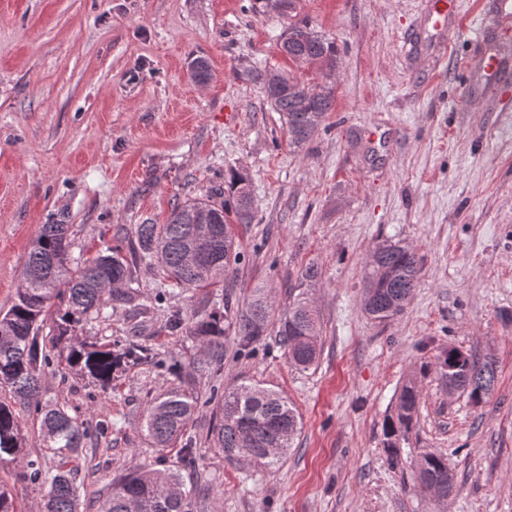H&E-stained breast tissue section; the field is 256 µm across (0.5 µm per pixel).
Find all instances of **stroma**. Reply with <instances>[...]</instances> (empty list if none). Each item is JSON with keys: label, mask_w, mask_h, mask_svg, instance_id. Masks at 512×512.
<instances>
[{"label": "stroma", "mask_w": 512, "mask_h": 512, "mask_svg": "<svg viewBox=\"0 0 512 512\" xmlns=\"http://www.w3.org/2000/svg\"><path fill=\"white\" fill-rule=\"evenodd\" d=\"M254 0H0V310H7L41 225L69 224L71 256L106 246L130 256L138 224L208 195L232 169L252 182L255 220L234 227L242 253L233 288L158 299L160 275L135 266L139 301L156 305L142 342L184 367L209 361L173 313L238 308L256 286L275 312L292 301L302 269L313 290L322 352L293 367L276 336L252 352L224 339L217 375L199 376L204 405L187 432L205 437L213 390L244 381L282 393L302 431L272 469L227 462L201 447L214 487L208 512H437L414 474L421 453L447 457L455 488L446 512H512V84L483 67L488 52L512 67V21L492 0H295L254 10ZM305 21L335 41L336 89L321 130L296 148L251 71L289 69L280 45ZM211 66L206 84L192 63ZM384 239L412 245L422 271L404 311L384 323L362 309V278ZM130 311L83 324L107 344L133 335ZM491 357L494 390L481 404L449 392L437 358L448 346ZM420 406L398 466L383 427L407 380ZM174 375L138 366L101 390L66 363L47 369L42 397L104 415L111 436L79 452L82 501L117 476L177 465L140 428L148 401ZM0 482L20 512L45 490L19 463L0 460Z\"/></svg>", "instance_id": "obj_1"}]
</instances>
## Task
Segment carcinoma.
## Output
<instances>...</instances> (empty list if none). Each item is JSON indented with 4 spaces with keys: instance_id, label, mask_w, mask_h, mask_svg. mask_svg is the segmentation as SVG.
<instances>
[{
    "instance_id": "carcinoma-1",
    "label": "carcinoma",
    "mask_w": 512,
    "mask_h": 512,
    "mask_svg": "<svg viewBox=\"0 0 512 512\" xmlns=\"http://www.w3.org/2000/svg\"><path fill=\"white\" fill-rule=\"evenodd\" d=\"M281 49L296 63L318 70L334 71L338 66L336 43L310 28L306 22L288 27ZM268 74L254 76L272 108L281 113L291 142L300 147L321 129L334 102V90L310 80L299 81L284 73L272 85ZM214 196L194 198L176 206L164 224L135 226V261L153 270L162 268L172 289L191 291L226 283L235 277L238 252L229 216L238 224L254 219L251 184L244 173L232 171L224 179V189ZM421 273L418 254L409 245L383 240L372 250L364 272L362 307L374 320L385 322L400 315ZM319 277L311 265L301 273L299 293L278 318L276 336L291 364L311 368L320 355L318 318L310 291ZM130 279L129 262L120 249L108 247L88 263L71 259L69 225L43 224L33 239L17 289L9 309L0 312V386L10 388L14 402L0 401V455L22 464L34 483L47 486L39 512H82L73 459L85 441L94 440L112 428L101 420L95 426L69 414L64 406L38 399L45 369L54 361L95 380L106 389L118 371L127 367L165 362L136 339L123 344L95 345L79 340L75 328L88 319L106 315V310L130 307L138 315L147 309L136 303L134 292L122 289ZM65 303L62 324L51 338L40 329L51 302ZM273 302L265 288L253 290L244 307L231 314L199 311L188 322L189 335L201 347L213 351L224 333L233 331L239 350H251L268 336ZM219 361L194 367L188 372L173 368L176 386L150 399L142 420V430L157 448H171L184 436V429L198 411L196 378L218 370ZM440 370L448 387L462 390L479 404L490 394L496 381V366L489 358H478L450 348L440 358ZM420 405L415 381L404 383L395 407V418L384 429L388 457L398 459L392 438L407 430ZM34 408L40 416L43 447L59 457L53 467L37 459L20 456V413L17 407ZM300 431L297 410L277 391L257 383L243 382L224 393L215 410V423L207 443L224 454L229 462L246 461L260 466L277 465ZM182 466L130 472L112 482V488L98 496L96 512H201L204 504L192 497L182 469L195 467L197 449L188 439L178 450ZM417 481L434 504L448 499L455 486L448 458L433 453L420 455Z\"/></svg>"
}]
</instances>
